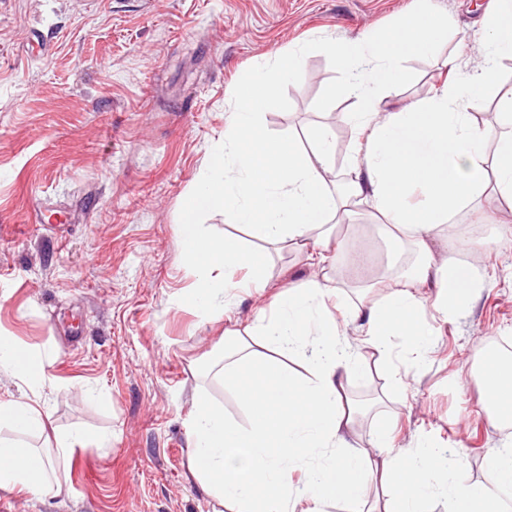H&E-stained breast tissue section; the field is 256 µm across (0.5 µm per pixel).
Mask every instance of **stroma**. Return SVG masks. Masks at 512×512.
Segmentation results:
<instances>
[{"label":"stroma","instance_id":"35a3bbf8","mask_svg":"<svg viewBox=\"0 0 512 512\" xmlns=\"http://www.w3.org/2000/svg\"><path fill=\"white\" fill-rule=\"evenodd\" d=\"M414 0H0V336L38 350L49 388L0 372V399L38 400L45 429L28 437L47 450L55 434L84 445L57 458L60 493L0 489L8 512H212L188 478L196 393L246 424L234 384L207 370L224 332L192 299L196 275L177 226L212 150L224 141L237 84L261 59L305 49V64L268 106V133L306 146L328 125L332 175L345 190L353 145L345 113L355 99L332 96L343 79L327 40L390 26ZM451 24L436 50L403 64L405 77L382 109L428 98L448 75L483 60L489 0H432ZM455 58L448 72L440 62ZM494 215L475 302L444 321L426 284L422 321L436 347L418 361L391 339V358L361 346L365 370L351 382L355 425L372 455L445 450L471 482L489 480L512 422L492 426L477 370L488 349L512 355V209L483 199ZM201 233L232 236L259 260L264 294L238 293L248 323L277 288L315 274L297 244L269 245L200 215ZM365 209L339 222L342 254L390 252Z\"/></svg>","mask_w":512,"mask_h":512}]
</instances>
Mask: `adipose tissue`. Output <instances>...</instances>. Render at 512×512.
Here are the masks:
<instances>
[{
    "label": "adipose tissue",
    "instance_id": "adipose-tissue-1",
    "mask_svg": "<svg viewBox=\"0 0 512 512\" xmlns=\"http://www.w3.org/2000/svg\"><path fill=\"white\" fill-rule=\"evenodd\" d=\"M485 55L480 69L462 82L440 87L430 98L402 111L381 109L383 95L403 78L402 60L431 52L448 31V19L430 0L384 31L353 41H328L326 49L346 72L339 95L356 99L349 122L355 132L352 172L346 195L337 196L327 177L334 137L327 127L310 132L309 151L272 136L263 111L280 84L302 65L303 50L286 52L255 66L236 91V108L224 127V143L214 152L178 228L185 254L197 277L194 299L210 316L230 315L238 284L218 279V271L250 265V288L267 286L260 262L240 240L205 241L197 217L223 210L229 223L276 245L311 241V265L332 264L330 222L347 203L366 205L396 257L418 255L408 273L410 288L388 289L381 300L335 315L326 300L328 278H312L282 291L273 311H258L250 325L228 329L215 350L225 376L234 382L248 410L246 425L229 421L222 409L197 396L192 416L189 473L200 490L226 512H325L342 502L360 512L372 479L395 493L384 512H423L426 499L444 496L448 512H506L501 492L512 488V448L498 460L491 483H468L446 453L430 450L402 460H373L355 439V416L348 384L360 360L357 347L340 324L355 326L363 342L384 352L389 336L410 338L421 351L433 345L428 326L416 322L422 308L413 286L434 282V308L450 317L475 300L478 282L473 259L487 244H469L470 264L456 257L458 242L442 234L464 209L491 194L512 206V91L500 125L483 129L469 112L497 83V63L512 59V0H491L484 15ZM444 237L448 254L436 259L430 243ZM12 338L0 336V371L48 387L53 379L39 353L27 361L15 355ZM304 355L307 375L288 368ZM483 411L491 424L512 419V359L487 361L481 372ZM0 487L32 494L60 491L51 455L25 448V436L40 431V409L22 399L0 401ZM295 448H323L324 464L308 468L301 486L290 472Z\"/></svg>",
    "mask_w": 512,
    "mask_h": 512
}]
</instances>
